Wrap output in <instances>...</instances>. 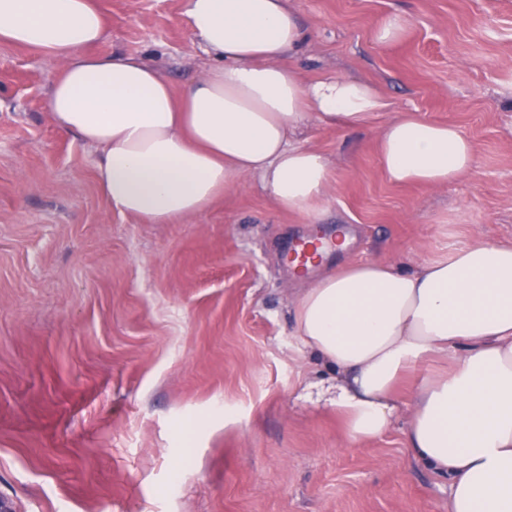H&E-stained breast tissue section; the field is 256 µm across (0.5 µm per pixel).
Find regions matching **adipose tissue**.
Returning <instances> with one entry per match:
<instances>
[{"label": "adipose tissue", "instance_id": "obj_1", "mask_svg": "<svg viewBox=\"0 0 512 512\" xmlns=\"http://www.w3.org/2000/svg\"><path fill=\"white\" fill-rule=\"evenodd\" d=\"M212 60L174 88L135 54L101 55L96 0H0V44L59 61L48 106L57 130L97 151L99 190L114 212L174 224L251 179L279 209L317 214L332 172L298 143L311 122L355 127L386 104L345 76L306 82L294 58L310 37L290 0H184ZM379 153L394 185L434 187L471 172L475 147L455 125L388 121ZM295 334L335 376L316 402L349 442L381 437L399 411V379L430 357L447 373L415 390L405 443L448 484V512H512V245L474 241L404 271L360 261L300 293Z\"/></svg>", "mask_w": 512, "mask_h": 512}]
</instances>
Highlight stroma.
<instances>
[{"label":"stroma","mask_w":512,"mask_h":512,"mask_svg":"<svg viewBox=\"0 0 512 512\" xmlns=\"http://www.w3.org/2000/svg\"><path fill=\"white\" fill-rule=\"evenodd\" d=\"M291 2L312 29L305 78L360 79L388 104L363 127L304 130L333 173L316 217L276 210L254 180L177 224L112 211L96 150L51 118L59 63L0 44V500L13 512H448L447 484L405 445L414 381L386 435L348 442L334 411L301 397L332 374L301 351L293 308L339 263L411 268L477 237L512 243V0ZM98 4L95 53L142 55L176 85L210 66L182 0ZM392 15L400 38L377 41ZM402 114L455 124L472 171L388 183L378 140ZM341 225L346 252L287 272L297 238Z\"/></svg>","instance_id":"stroma-1"}]
</instances>
